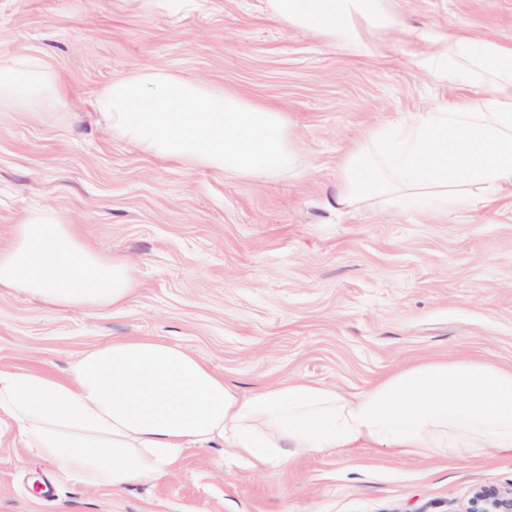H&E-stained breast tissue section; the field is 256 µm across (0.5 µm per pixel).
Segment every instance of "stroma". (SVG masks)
I'll list each match as a JSON object with an SVG mask.
<instances>
[{
	"instance_id": "obj_1",
	"label": "stroma",
	"mask_w": 512,
	"mask_h": 512,
	"mask_svg": "<svg viewBox=\"0 0 512 512\" xmlns=\"http://www.w3.org/2000/svg\"><path fill=\"white\" fill-rule=\"evenodd\" d=\"M405 26L512 42V0H394ZM389 58L334 52L271 17L268 0H0V56L37 55L81 100L35 119L0 112V243L50 208L136 270L121 304L58 311L0 290V366L64 374L119 337L185 349L247 394L304 378L358 393L427 358L512 364V187L447 213L371 197L329 208L338 166L373 127L456 89ZM156 67L233 90L293 120L295 166L261 180L160 163L98 122L113 79ZM512 486V454L469 461L383 448L312 454L256 472L222 445L123 489L92 488L0 423V512H462Z\"/></svg>"
}]
</instances>
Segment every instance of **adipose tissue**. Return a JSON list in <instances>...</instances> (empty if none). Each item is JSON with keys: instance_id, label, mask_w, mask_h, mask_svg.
<instances>
[{"instance_id": "ef3b65f1", "label": "adipose tissue", "mask_w": 512, "mask_h": 512, "mask_svg": "<svg viewBox=\"0 0 512 512\" xmlns=\"http://www.w3.org/2000/svg\"><path fill=\"white\" fill-rule=\"evenodd\" d=\"M281 24L325 47L387 57L398 44L430 51L419 68L477 90L378 126L346 155L332 199L368 196L461 204L472 186L512 187V44L404 26L392 0H269ZM66 88L39 57L0 59V112L58 111ZM137 286L124 258L90 248L52 210L24 212L0 247V289L59 310L122 304ZM67 476L118 490L178 471L189 450L219 443L254 470L345 448L467 459L512 454V365L436 358L390 372L355 397L292 380L244 395L193 354L149 338L115 339L73 361L65 378L0 368V420Z\"/></svg>"}]
</instances>
